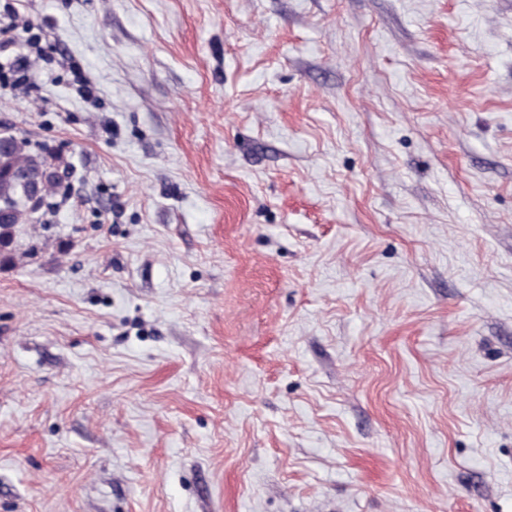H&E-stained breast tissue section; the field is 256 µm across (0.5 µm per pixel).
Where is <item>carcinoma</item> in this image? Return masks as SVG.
Listing matches in <instances>:
<instances>
[{
  "mask_svg": "<svg viewBox=\"0 0 512 512\" xmlns=\"http://www.w3.org/2000/svg\"><path fill=\"white\" fill-rule=\"evenodd\" d=\"M50 155L31 152L16 135L0 132V202L9 201L12 209L0 214V263L9 260L21 225L36 224L40 216L33 213L26 193V185L14 179L11 172L23 169L31 180L39 182L41 201L63 188L62 181L51 171Z\"/></svg>",
  "mask_w": 512,
  "mask_h": 512,
  "instance_id": "1",
  "label": "carcinoma"
}]
</instances>
